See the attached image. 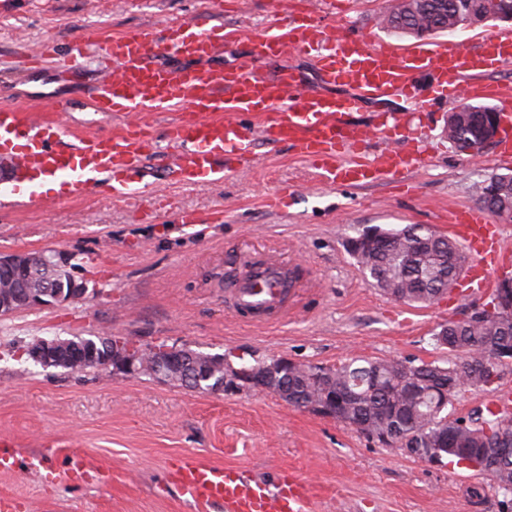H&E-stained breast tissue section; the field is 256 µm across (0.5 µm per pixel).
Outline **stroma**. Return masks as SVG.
<instances>
[{
    "label": "stroma",
    "mask_w": 512,
    "mask_h": 512,
    "mask_svg": "<svg viewBox=\"0 0 512 512\" xmlns=\"http://www.w3.org/2000/svg\"><path fill=\"white\" fill-rule=\"evenodd\" d=\"M388 3L340 0L335 23L387 39L379 19ZM285 7V0H225L221 19L253 36ZM195 10L194 0H155L150 8L139 0H0V75H11L22 53L67 43L84 23L114 36L160 11L186 20ZM56 97L71 101V125L85 131L86 86L62 84L48 68L5 88L0 104ZM382 111L428 141L426 160L396 184L327 186L287 146L260 145L257 166L221 185L186 188L152 162L174 205L167 212L150 194L115 201L93 192L47 210L0 214V252H65L87 288L69 303L0 315V441L18 461L16 472L0 474V495L16 497L18 512H197L165 487L168 460L192 454L266 478L296 469L318 487L308 512H503L480 472L415 460L265 391L200 393L109 369L77 375L26 354L36 339L112 335L134 348L187 347L233 364L278 356L323 365L355 356L447 360L431 334L459 316L463 300L391 299L371 286L345 242L373 225L444 230L449 207L474 203L475 184L508 162L493 142L476 156L457 151L445 131L448 107L393 96L368 101L355 118L366 123ZM283 190L287 202L274 205ZM179 208L199 212L203 223L178 224ZM266 256L296 274L300 291L281 320L257 323L226 306L224 289L248 261ZM59 442L107 461L108 470L67 482L29 477L26 461L35 454L65 466L53 454ZM477 487L485 490L480 502Z\"/></svg>",
    "instance_id": "stroma-1"
}]
</instances>
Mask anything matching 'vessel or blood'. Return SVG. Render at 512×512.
<instances>
[{
    "mask_svg": "<svg viewBox=\"0 0 512 512\" xmlns=\"http://www.w3.org/2000/svg\"><path fill=\"white\" fill-rule=\"evenodd\" d=\"M219 7L209 0L193 22L160 19L117 37L83 28L65 47L29 56L24 74L50 62L58 78L76 83L84 58L94 55L91 109L120 126L78 136L67 121L68 100H55L48 110L37 103L1 104L0 164L9 172L0 180V210L49 209L90 191L131 200L146 187L147 162L159 157L166 175L182 185L220 183L252 170L259 144L287 145L313 163L327 185L388 181L422 162L426 141L388 115L371 127L354 122L367 101L386 95H422L431 106L494 101L504 118L499 154L512 158V86L484 79L485 72L512 64V30H496L471 48L447 40L399 44L324 24L323 16L335 13V0H299L250 38L240 26L211 24L208 16ZM246 39L247 55L223 60V52ZM294 53L308 57L318 85L282 67ZM336 85L344 87L343 96L330 94ZM165 112L171 120L155 125L154 117ZM374 140L383 148L366 157ZM48 179L59 183V192L41 191ZM448 229L471 253L464 287L486 291L512 243L475 206L449 210ZM289 294L280 263L271 260L246 270L224 298L234 311L268 320L282 312ZM58 454L67 461L65 481L97 466L74 448ZM167 482L200 512L214 506L224 512H305L312 493L310 480L292 469L267 479L243 466L189 455L171 459Z\"/></svg>",
    "mask_w": 512,
    "mask_h": 512,
    "instance_id": "1",
    "label": "vessel or blood"
}]
</instances>
